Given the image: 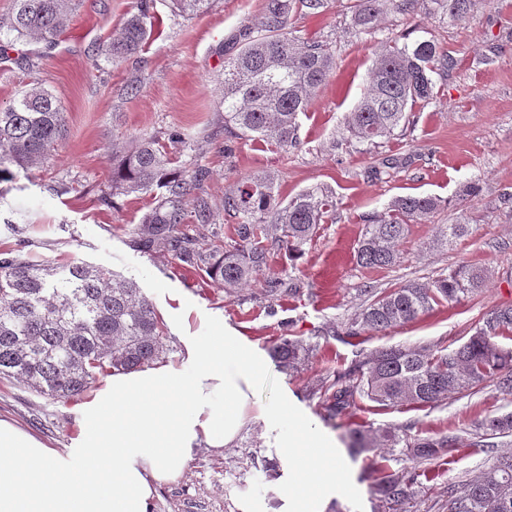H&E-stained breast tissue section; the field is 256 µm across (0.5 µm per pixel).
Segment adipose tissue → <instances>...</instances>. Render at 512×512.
Here are the masks:
<instances>
[{
  "mask_svg": "<svg viewBox=\"0 0 512 512\" xmlns=\"http://www.w3.org/2000/svg\"><path fill=\"white\" fill-rule=\"evenodd\" d=\"M185 367L153 364L114 372L80 402L63 448L0 417V512H152L204 448L235 442L250 421L288 423L280 441L293 463L281 484L284 512H317L348 473L335 448L287 400L256 399L264 362L228 325L184 301L165 306Z\"/></svg>",
  "mask_w": 512,
  "mask_h": 512,
  "instance_id": "adipose-tissue-1",
  "label": "adipose tissue"
}]
</instances>
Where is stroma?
I'll use <instances>...</instances> for the list:
<instances>
[{"label":"stroma","mask_w":512,"mask_h":512,"mask_svg":"<svg viewBox=\"0 0 512 512\" xmlns=\"http://www.w3.org/2000/svg\"><path fill=\"white\" fill-rule=\"evenodd\" d=\"M133 4L83 0L52 48L19 42L13 59H0V108L39 83L57 98L66 128L45 160L16 181L0 183V250L15 249L41 263L102 266L133 282L155 309L182 295L202 314L238 329L268 358L259 398L273 404L282 393L291 394L335 441L349 467L350 485L326 496L321 512L377 508L372 495L376 455L348 448L350 425H410L425 435H457L460 451L424 462V474L405 505V512H448L449 489H461L507 448L503 438L471 446L472 423L512 412V398L488 386L434 407L383 409L361 399L328 421L318 389L379 347H456L472 335L483 314L512 302V0H482L459 21L440 19L426 6L412 17L391 11L367 33L353 27L350 0H326L320 14L293 15L291 27L299 35L332 40L336 71L300 113L297 148L283 152L249 137L236 140L230 155L224 152L220 104L222 52L243 25L257 21L263 0H214L211 9L191 18L174 16L169 0H155L153 36L143 52L116 68L99 57L98 48L119 32ZM401 33L436 40L448 55V73L435 77L430 103L416 107L414 131L368 153L342 141L341 128L367 83L377 46ZM22 55L30 57V65L17 64ZM174 129L204 147L200 163L208 172L214 221L191 225L200 243H234L237 223L224 214V192L267 171L280 174L284 197L316 185L330 187L337 200L334 219L321 225L295 260L276 242L275 230H268L266 258L255 282L232 296L171 253L140 251L132 230L151 197L119 195L107 208L98 202L99 189L110 177L117 150L142 135L168 145ZM385 159L395 161V168L374 177L373 167ZM471 180L479 183L478 195L460 200V185ZM400 195H431L444 207L432 221L411 225L399 265L359 266L355 250L365 228L363 215L382 212ZM460 217L469 224L468 234L448 247L437 244L438 226ZM462 262L487 271L482 290L435 306L387 333L347 335L367 289L426 282ZM271 280L295 283L296 294L267 297L264 288ZM286 336L314 347L309 360L290 374L270 357ZM76 407V401L52 400L0 380V417L54 447L67 446L73 436ZM285 431L282 423L258 421L227 447L201 449L181 480L159 490L153 512H241L245 502L254 512H280L286 465L277 444Z\"/></svg>","instance_id":"obj_1"}]
</instances>
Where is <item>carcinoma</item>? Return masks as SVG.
<instances>
[{
  "label": "carcinoma",
  "instance_id": "1",
  "mask_svg": "<svg viewBox=\"0 0 512 512\" xmlns=\"http://www.w3.org/2000/svg\"><path fill=\"white\" fill-rule=\"evenodd\" d=\"M419 0H355L352 21L371 31L393 10L412 16ZM443 17L462 19L478 0H430ZM172 11L188 16L209 9L210 0H171ZM153 0H136L134 12L119 34L99 50L106 62L119 66L138 55L152 33ZM75 0H13L6 21L12 38L0 40V58L18 41L52 43L66 29ZM324 0H264L259 22L235 36L237 50L224 58V152L233 140L257 137L286 152L298 145V116L310 97L331 77L336 56L328 40L298 37L290 30L292 14L316 13ZM448 71V55L429 39L411 44L391 36L383 42L369 70L368 88L345 115L347 138L376 148L382 141L414 125L416 105L433 99V75ZM57 100L44 86L22 92L0 109V182L15 179L51 153L63 137ZM200 166L177 165L152 137L121 154L98 201L110 207L117 195L144 194L152 206L134 230L135 245L144 252H171L200 268L207 277L234 293L256 278L263 264L261 236L266 225L280 232L294 257L312 241L319 225L336 212V196L327 187H312L289 198L279 194V175L261 173L224 194V213L238 220L239 242L203 248L184 229L211 224L214 211ZM441 209L431 196H399L382 213L365 216L357 261L365 268H389L400 259L399 243L409 225L429 221ZM467 232L464 218L445 224L436 241L452 245ZM483 272L465 265L430 282L409 280L366 300L347 332L374 333L413 323L434 306L456 302L484 287ZM512 330V304L503 303L482 316L474 333L459 347L397 345L370 352L325 386L322 408L332 420L366 398L384 408L432 407L492 385L512 396V352L495 338ZM164 323L135 284L114 278L112 271L84 262L34 263L11 250L0 251V378L53 400L79 398L114 371H131L156 361L163 353ZM312 353L310 346L283 338L272 356L281 368L297 370ZM512 436V414L473 423L472 436ZM455 436H423L412 428L349 430L348 447L400 450L408 460L433 461L457 450ZM416 470H379L374 494L379 507L398 512L417 483ZM448 512H512V451L450 493Z\"/></svg>",
  "mask_w": 512,
  "mask_h": 512
}]
</instances>
